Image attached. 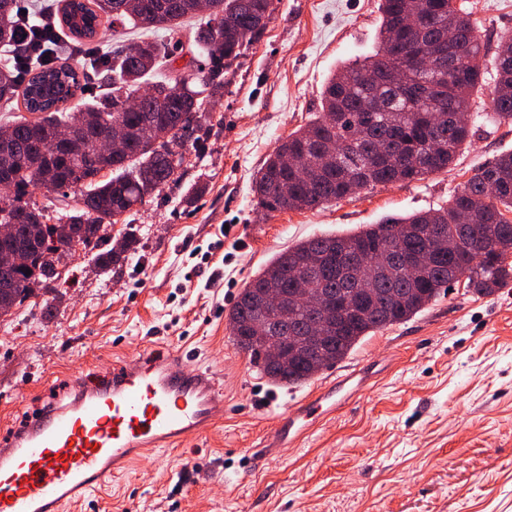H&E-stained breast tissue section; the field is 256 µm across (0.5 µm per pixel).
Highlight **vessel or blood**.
<instances>
[{
    "label": "vessel or blood",
    "instance_id": "b4317fda",
    "mask_svg": "<svg viewBox=\"0 0 512 512\" xmlns=\"http://www.w3.org/2000/svg\"><path fill=\"white\" fill-rule=\"evenodd\" d=\"M348 386L362 389L350 373L286 409L263 457L341 408L338 394ZM70 388L68 402L35 408L0 444V512H63L135 462L206 432L224 415L214 376L187 371L182 353L163 346L114 365L106 381L75 374Z\"/></svg>",
    "mask_w": 512,
    "mask_h": 512
}]
</instances>
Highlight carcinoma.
Instances as JSON below:
<instances>
[{"mask_svg":"<svg viewBox=\"0 0 512 512\" xmlns=\"http://www.w3.org/2000/svg\"><path fill=\"white\" fill-rule=\"evenodd\" d=\"M64 0L62 25L84 41L85 63L103 75L106 91L94 95L85 108L57 109L50 86L73 68L57 59L30 60L24 56L21 0H0V44L11 48L16 62L0 67V101L20 95L25 110L37 115L9 125L11 138L0 169L9 172L6 187L14 208L9 220L13 234L0 238V252L19 242L31 252L29 265L0 267V316L30 298L27 283L48 279V271L61 259L58 248L32 237L31 225L47 222L68 224L74 234L68 253L108 241L106 229L119 223L146 199L174 180L178 169L169 160L185 157L201 140V119L206 100L220 96L228 84L226 74L251 43L261 37L273 11L270 0H212L205 25L194 34V42L206 57L207 68L196 76L171 84L156 81L142 111L129 110L126 103L143 77L161 64L172 65L178 45L139 42L133 55L125 48L101 49L97 31L104 23L122 26L131 21L145 28L178 29L182 19L196 15L189 0ZM382 22L379 49L363 60L342 65L331 77L321 96L315 117L279 144L259 169L254 182L256 204L266 212L314 209L355 194L374 184L405 183L441 172L453 163L468 143L469 126L456 120L466 113L474 91L480 86L481 45L472 13L457 0H381ZM456 31V50L448 70L422 68V52L448 50L440 43L441 31ZM497 81L492 111L493 122L512 121V34L501 37L497 53ZM400 69L403 80L375 86L369 76ZM68 125L83 136L105 135L121 126L131 133L126 152L104 154L95 150L74 154L54 141L57 128ZM302 162L300 177L286 159ZM41 186L67 195L80 191L81 205L65 213L48 215L28 199L29 187ZM512 152L499 155L477 170L438 209L405 217H388L368 224L357 233L315 236L277 253L249 281L229 314L238 325V335H248L249 325L261 321L258 309L264 288H293L295 274L307 260H319L317 269L305 279L308 287L330 296L342 326L335 331L332 362L343 360L369 333L409 320L461 277L479 295H492L512 281ZM126 236L120 249L102 250L93 257L94 266L106 272L120 263L132 249ZM356 247L375 258L369 288L373 295L361 300L351 313L347 296L354 279L349 254ZM428 252L430 266L411 276L388 262L383 252ZM31 274H25L26 270ZM315 312L295 306L288 311V326L301 336L318 321ZM247 355L258 362L264 375L278 386L297 385L310 379L308 368L299 362L280 368L268 361L260 343L248 346Z\"/></svg>","mask_w":512,"mask_h":512,"instance_id":"carcinoma-1","label":"carcinoma"}]
</instances>
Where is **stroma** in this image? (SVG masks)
Listing matches in <instances>:
<instances>
[{
	"mask_svg": "<svg viewBox=\"0 0 512 512\" xmlns=\"http://www.w3.org/2000/svg\"><path fill=\"white\" fill-rule=\"evenodd\" d=\"M468 6L484 78L471 143L448 170L313 210L258 209L252 184L264 161L319 111L341 63L378 48L380 0H278L208 104L176 180L113 226V239L135 235L136 253L104 274L79 249L53 287L0 318V433L67 400L72 374H111L113 362L156 345L184 350L188 368L212 372L224 391V416L205 435L157 450L77 512H512V284L479 296L459 281L298 385H272L228 326L242 288L278 252L440 208L512 151V124L486 118L512 0ZM354 369L368 377L365 391L252 466L249 452L275 432L269 400L296 405Z\"/></svg>",
	"mask_w": 512,
	"mask_h": 512,
	"instance_id": "1",
	"label": "stroma"
}]
</instances>
